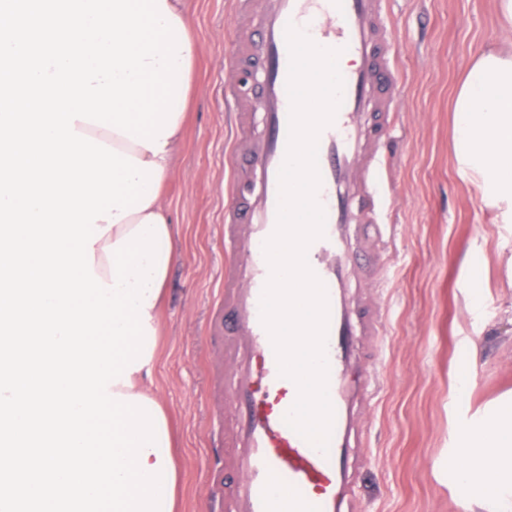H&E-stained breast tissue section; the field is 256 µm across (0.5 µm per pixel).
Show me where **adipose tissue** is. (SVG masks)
<instances>
[{"label":"adipose tissue","instance_id":"ef3b65f1","mask_svg":"<svg viewBox=\"0 0 512 512\" xmlns=\"http://www.w3.org/2000/svg\"><path fill=\"white\" fill-rule=\"evenodd\" d=\"M457 161L463 173L475 179L485 206L497 212L500 223H512V52L483 51L469 68L454 102ZM76 131L114 147L140 161L156 164L160 182H167L181 149L183 125H176L161 151L155 152L108 129L76 122ZM169 216L162 198L113 224L92 249L93 268L103 283L111 272L106 246L122 239L147 217ZM174 235V224L165 226ZM448 464L456 487L467 505L489 512H512V396L504 395L484 419L462 426L458 447Z\"/></svg>","mask_w":512,"mask_h":512}]
</instances>
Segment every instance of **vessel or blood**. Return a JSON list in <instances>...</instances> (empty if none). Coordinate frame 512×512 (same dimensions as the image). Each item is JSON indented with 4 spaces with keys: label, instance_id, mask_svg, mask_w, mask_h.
<instances>
[{
    "label": "vessel or blood",
    "instance_id": "b4317fda",
    "mask_svg": "<svg viewBox=\"0 0 512 512\" xmlns=\"http://www.w3.org/2000/svg\"><path fill=\"white\" fill-rule=\"evenodd\" d=\"M389 0H235L237 14L251 24L233 34L236 66L255 61L262 72L260 94L230 88L225 98L249 143L245 166H232L225 185L224 301L230 307L233 342L224 353V400L231 407L236 442V481L229 512H341L353 487L347 459L363 440L351 394L371 397L377 357L360 358L363 343L381 348L386 312L381 302L346 303L345 288L360 255L353 224L372 228V251L388 262L386 223L380 217L377 183L394 144L398 73L390 60L386 26ZM311 35L319 46L342 50L355 65L343 71L342 104L318 140L321 185L317 201L326 215L324 235L307 249V262L324 283L329 304L326 358L333 430L320 452L284 421L296 384L280 376L260 300L270 268L263 243L274 232L279 170L288 143L290 56L287 25Z\"/></svg>",
    "mask_w": 512,
    "mask_h": 512
}]
</instances>
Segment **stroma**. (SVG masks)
<instances>
[{"label": "stroma", "mask_w": 512, "mask_h": 512, "mask_svg": "<svg viewBox=\"0 0 512 512\" xmlns=\"http://www.w3.org/2000/svg\"><path fill=\"white\" fill-rule=\"evenodd\" d=\"M199 42L184 145L165 190L178 233L145 386L174 431L175 512H210V481L227 480L224 187L232 134L224 67L231 0H183ZM387 25L401 74L400 142L379 191L395 226L380 299L389 310L366 445L353 484L360 512H456L448 465L463 423L512 391V224L496 223L455 156L454 101L470 61L512 33L497 0H390ZM473 365L471 395L456 373Z\"/></svg>", "instance_id": "1"}]
</instances>
